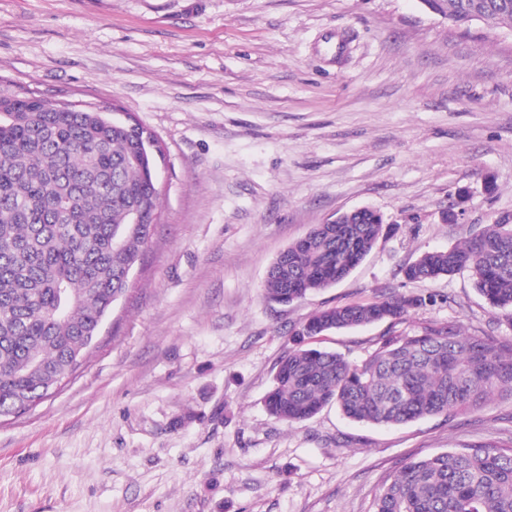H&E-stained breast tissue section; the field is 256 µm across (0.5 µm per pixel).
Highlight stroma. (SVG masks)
<instances>
[{"label":"stroma","instance_id":"35a3bbf8","mask_svg":"<svg viewBox=\"0 0 512 512\" xmlns=\"http://www.w3.org/2000/svg\"><path fill=\"white\" fill-rule=\"evenodd\" d=\"M0 79L133 113L164 148L129 290L76 376L0 422V512H370L406 462L512 446L507 390L401 426L264 404L323 308L422 295L400 332L512 337L467 275L402 273L512 218V28L464 31L421 0H0ZM363 206L389 230L348 277L265 300L280 252ZM390 329L320 344L359 361Z\"/></svg>","mask_w":512,"mask_h":512}]
</instances>
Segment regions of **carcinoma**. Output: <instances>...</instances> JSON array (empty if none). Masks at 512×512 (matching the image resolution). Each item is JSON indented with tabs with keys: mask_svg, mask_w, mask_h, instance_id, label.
I'll return each mask as SVG.
<instances>
[{
	"mask_svg": "<svg viewBox=\"0 0 512 512\" xmlns=\"http://www.w3.org/2000/svg\"><path fill=\"white\" fill-rule=\"evenodd\" d=\"M457 27L512 28V0H431ZM0 413L17 416L75 374L111 294L126 292L157 223L160 190L137 128L114 127L93 106L65 111L33 91L0 85ZM141 223H131V210ZM384 225L373 213L315 224L271 263L264 297L289 304L335 286L373 250ZM122 238L119 248L112 237ZM465 272L495 310L512 316V224L488 225L405 268L410 280ZM420 296L344 303L312 314L291 336L266 407L292 425L336 405L352 421L402 425L477 409L512 390V339L465 336L427 323L383 337L359 362L313 345L328 332L396 324ZM374 512H512V447L484 441L401 466L376 494Z\"/></svg>",
	"mask_w": 512,
	"mask_h": 512,
	"instance_id": "obj_1",
	"label": "carcinoma"
}]
</instances>
